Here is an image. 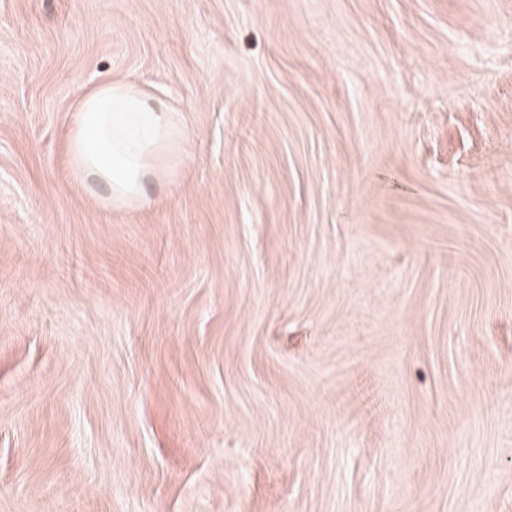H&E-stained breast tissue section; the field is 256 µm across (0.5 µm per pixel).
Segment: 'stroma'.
Segmentation results:
<instances>
[{"label": "stroma", "mask_w": 512, "mask_h": 512, "mask_svg": "<svg viewBox=\"0 0 512 512\" xmlns=\"http://www.w3.org/2000/svg\"><path fill=\"white\" fill-rule=\"evenodd\" d=\"M0 512H512V0H0ZM73 109L66 139L71 168L78 183L101 189L112 206L146 202L148 182L169 177L185 156L176 112L132 83L96 85Z\"/></svg>", "instance_id": "stroma-1"}]
</instances>
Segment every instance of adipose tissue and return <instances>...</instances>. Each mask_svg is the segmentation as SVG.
<instances>
[{"mask_svg": "<svg viewBox=\"0 0 512 512\" xmlns=\"http://www.w3.org/2000/svg\"><path fill=\"white\" fill-rule=\"evenodd\" d=\"M67 135L78 183L99 188L115 206L146 202L148 182L169 177L181 163V121L135 85L110 81L92 87L73 106Z\"/></svg>", "mask_w": 512, "mask_h": 512, "instance_id": "adipose-tissue-1", "label": "adipose tissue"}]
</instances>
